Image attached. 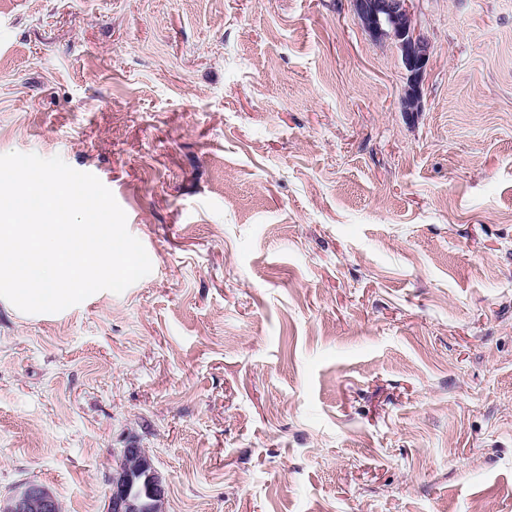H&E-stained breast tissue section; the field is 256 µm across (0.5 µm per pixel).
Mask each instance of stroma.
Wrapping results in <instances>:
<instances>
[{"mask_svg":"<svg viewBox=\"0 0 512 512\" xmlns=\"http://www.w3.org/2000/svg\"><path fill=\"white\" fill-rule=\"evenodd\" d=\"M0 0V155L61 157L152 263L0 302V497L105 512H512V0ZM354 13L363 28L373 37L392 35L398 43L407 72L403 94L405 112H418L420 88L433 57V47L420 32L411 0H351ZM127 461H133L135 466L129 467ZM165 492V485L151 457L144 448L130 443L120 450V458L112 472L105 511L162 512ZM1 512H60L55 496L34 483H22L12 494L0 500Z\"/></svg>","mask_w":512,"mask_h":512,"instance_id":"obj_1","label":"stroma"}]
</instances>
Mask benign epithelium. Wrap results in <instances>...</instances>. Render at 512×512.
Returning a JSON list of instances; mask_svg holds the SVG:
<instances>
[{
	"mask_svg": "<svg viewBox=\"0 0 512 512\" xmlns=\"http://www.w3.org/2000/svg\"><path fill=\"white\" fill-rule=\"evenodd\" d=\"M354 13L373 37L393 36L407 72L405 111H418L420 88L433 57V47L420 32L411 0H351ZM165 485L145 449L135 443L120 450L112 472L106 512H162ZM0 512H60L55 496L34 483H22L0 500Z\"/></svg>",
	"mask_w": 512,
	"mask_h": 512,
	"instance_id": "7a95c632",
	"label": "benign epithelium"
}]
</instances>
